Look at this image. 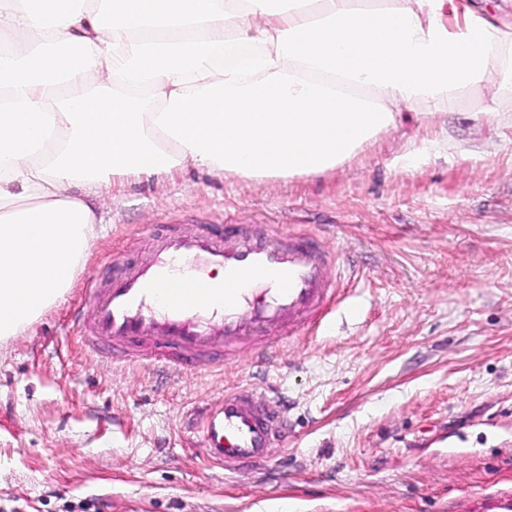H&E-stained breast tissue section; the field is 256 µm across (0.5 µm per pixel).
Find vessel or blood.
<instances>
[{
    "mask_svg": "<svg viewBox=\"0 0 512 512\" xmlns=\"http://www.w3.org/2000/svg\"><path fill=\"white\" fill-rule=\"evenodd\" d=\"M145 261L113 265L86 281L73 325L85 348L115 362L142 363L168 378L213 370L249 355L257 363L310 334L347 276L319 234L267 224H157ZM224 281L205 279L210 267ZM205 456L228 470L270 457L288 439V418L251 389L225 390L201 412Z\"/></svg>",
    "mask_w": 512,
    "mask_h": 512,
    "instance_id": "vessel-or-blood-1",
    "label": "vessel or blood"
}]
</instances>
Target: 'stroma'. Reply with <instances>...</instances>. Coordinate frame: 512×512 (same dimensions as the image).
Segmentation results:
<instances>
[{
    "label": "stroma",
    "instance_id": "stroma-1",
    "mask_svg": "<svg viewBox=\"0 0 512 512\" xmlns=\"http://www.w3.org/2000/svg\"><path fill=\"white\" fill-rule=\"evenodd\" d=\"M416 105L347 163L255 182L188 168L99 201L75 285L0 344V512H486L512 502V109ZM447 149L403 168L427 139ZM180 214L320 233L360 282L313 336L163 382L70 329L85 281ZM240 384L291 433L260 469L210 467L193 412Z\"/></svg>",
    "mask_w": 512,
    "mask_h": 512
}]
</instances>
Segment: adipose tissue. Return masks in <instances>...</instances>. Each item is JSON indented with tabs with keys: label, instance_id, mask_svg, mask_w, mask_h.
Returning a JSON list of instances; mask_svg holds the SVG:
<instances>
[{
	"label": "adipose tissue",
	"instance_id": "ef3b65f1",
	"mask_svg": "<svg viewBox=\"0 0 512 512\" xmlns=\"http://www.w3.org/2000/svg\"><path fill=\"white\" fill-rule=\"evenodd\" d=\"M445 4L0 0V340L72 287L117 182L319 175L411 106L512 103V32Z\"/></svg>",
	"mask_w": 512,
	"mask_h": 512
}]
</instances>
